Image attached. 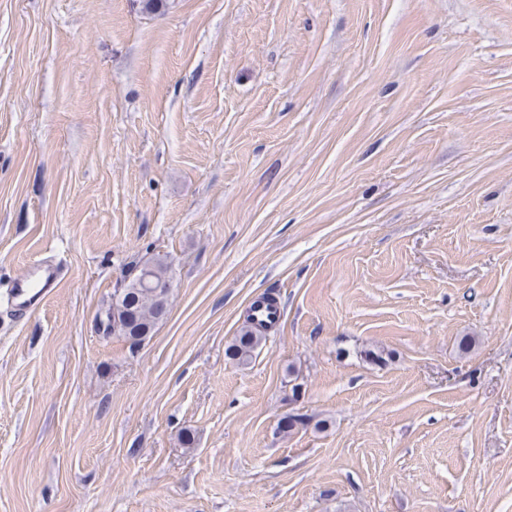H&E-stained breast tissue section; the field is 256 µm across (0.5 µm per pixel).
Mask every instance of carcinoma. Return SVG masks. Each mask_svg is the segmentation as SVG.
Returning a JSON list of instances; mask_svg holds the SVG:
<instances>
[{"label": "carcinoma", "instance_id": "obj_1", "mask_svg": "<svg viewBox=\"0 0 512 512\" xmlns=\"http://www.w3.org/2000/svg\"><path fill=\"white\" fill-rule=\"evenodd\" d=\"M169 267L162 261L145 263L137 274L120 291V296L112 300L119 318V335L130 346L135 347L150 337L156 325L164 320L160 314V303H169L171 289ZM248 324L243 326L239 336L228 347L227 354L239 362H246L264 336L254 323L252 315H247Z\"/></svg>", "mask_w": 512, "mask_h": 512}]
</instances>
